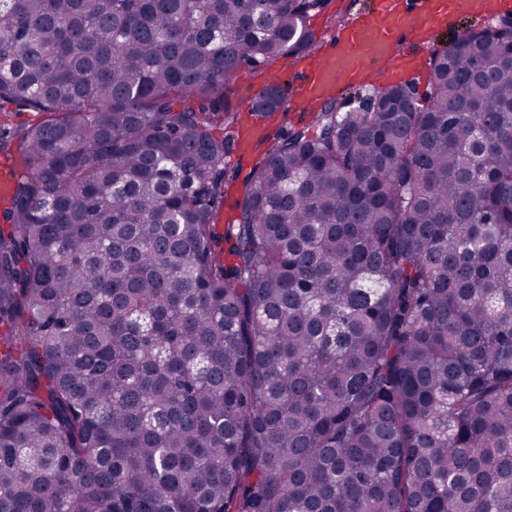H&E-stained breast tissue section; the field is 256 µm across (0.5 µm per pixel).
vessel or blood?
Returning <instances> with one entry per match:
<instances>
[{"instance_id": "vessel-or-blood-1", "label": "vessel or blood", "mask_w": 512, "mask_h": 512, "mask_svg": "<svg viewBox=\"0 0 512 512\" xmlns=\"http://www.w3.org/2000/svg\"><path fill=\"white\" fill-rule=\"evenodd\" d=\"M490 0H375L371 12L336 28L323 50L304 65L302 82L285 101L287 110L310 115L340 87L370 82L406 69L416 47L463 14L493 15Z\"/></svg>"}]
</instances>
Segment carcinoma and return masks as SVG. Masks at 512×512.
<instances>
[{
	"label": "carcinoma",
	"mask_w": 512,
	"mask_h": 512,
	"mask_svg": "<svg viewBox=\"0 0 512 512\" xmlns=\"http://www.w3.org/2000/svg\"><path fill=\"white\" fill-rule=\"evenodd\" d=\"M329 0H0V512H512V29L272 135ZM285 102L265 83L257 115Z\"/></svg>",
	"instance_id": "1"
}]
</instances>
